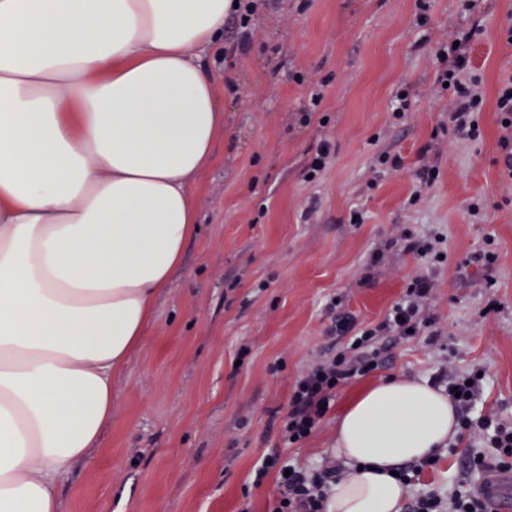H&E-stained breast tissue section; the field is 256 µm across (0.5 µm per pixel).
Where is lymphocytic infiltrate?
Here are the masks:
<instances>
[{"label":"lymphocytic infiltrate","mask_w":512,"mask_h":512,"mask_svg":"<svg viewBox=\"0 0 512 512\" xmlns=\"http://www.w3.org/2000/svg\"><path fill=\"white\" fill-rule=\"evenodd\" d=\"M459 11L467 21L458 32L454 46L440 50L438 83L447 84L453 93L448 114V130L455 138L475 140L481 135L476 127V113L482 104L481 78L473 74L470 49L484 28L474 17L477 0H458ZM495 110L502 123L498 140L502 179L512 182V73L501 75L495 100ZM433 288L431 280L418 278L413 281L406 295L375 327L357 329L351 315H342L337 328L341 335L352 336L354 357L338 355L326 358L310 369L295 385L290 407L281 427L285 441H304L315 431L320 419L330 407V402L340 384L365 375L376 366L378 345L383 337L404 339L409 332H421L434 322L427 315L426 303ZM457 413L461 428L491 431L492 443L499 448L501 459L488 462L473 458L471 465L485 473H505L512 470V423L482 418L472 421L477 385L468 376H453L445 388ZM280 472V489L269 506L268 512H326L328 492L336 482L335 467L320 471L287 468L278 451L265 454L254 469L255 483H262L271 472ZM407 512H491L488 500L468 490H459L449 498L429 491L413 496Z\"/></svg>","instance_id":"obj_1"}]
</instances>
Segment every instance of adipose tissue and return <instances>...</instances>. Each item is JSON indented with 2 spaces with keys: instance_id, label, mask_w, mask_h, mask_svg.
Wrapping results in <instances>:
<instances>
[{
  "instance_id": "adipose-tissue-1",
  "label": "adipose tissue",
  "mask_w": 512,
  "mask_h": 512,
  "mask_svg": "<svg viewBox=\"0 0 512 512\" xmlns=\"http://www.w3.org/2000/svg\"><path fill=\"white\" fill-rule=\"evenodd\" d=\"M233 0H0V512H59L112 420V378L197 230L224 111L206 59ZM459 432L388 378L336 420L327 512H401L393 471Z\"/></svg>"
}]
</instances>
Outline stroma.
<instances>
[{"label":"stroma","mask_w":512,"mask_h":512,"mask_svg":"<svg viewBox=\"0 0 512 512\" xmlns=\"http://www.w3.org/2000/svg\"><path fill=\"white\" fill-rule=\"evenodd\" d=\"M247 27L224 19L209 71L224 108L216 158L194 189L198 230L159 295L143 344L112 381V421L88 462L59 484L60 512H266L276 477L252 483L256 462L279 448L289 464L336 459V419L363 387L400 377L432 382L445 369L483 370L472 417L512 419V186L499 175V76L512 71V0H482L484 34L470 51L483 77L475 141L448 138V98L435 85L437 55L462 19L457 0H250ZM248 34L249 48L237 47ZM410 88L396 118L394 93ZM319 103H312L313 95ZM331 158L314 179L321 141ZM402 166L381 170L380 153ZM437 181L419 188L424 166ZM486 203L481 221L468 212ZM441 234L446 259L407 252L400 231ZM492 269L472 261L485 248ZM434 280L436 337L391 341L383 363L336 390L330 410L298 444L278 421L295 384L358 327L386 316L415 278ZM464 433L415 475L409 494H451L480 473L466 459L493 456Z\"/></svg>","instance_id":"1"}]
</instances>
